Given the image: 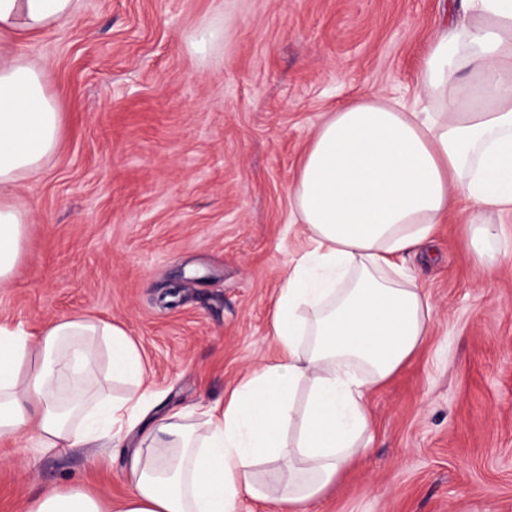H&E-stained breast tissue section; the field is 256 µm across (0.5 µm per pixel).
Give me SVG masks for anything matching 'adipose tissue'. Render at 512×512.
I'll use <instances>...</instances> for the list:
<instances>
[{
    "label": "adipose tissue",
    "mask_w": 512,
    "mask_h": 512,
    "mask_svg": "<svg viewBox=\"0 0 512 512\" xmlns=\"http://www.w3.org/2000/svg\"><path fill=\"white\" fill-rule=\"evenodd\" d=\"M75 9V0H0V287L14 275L28 224L11 192L42 174L62 128L21 38L62 27ZM459 10L419 71L435 111L365 95L319 126L289 194L311 247L289 266L275 302L279 357L205 410L199 426L184 424L181 411L150 418L161 394L123 327L87 313L35 335L0 323V443L60 453L138 439L124 451L122 499L70 484L43 490L28 512H237L245 498L305 512L360 454L369 393L434 324L407 254L432 242L461 197L476 205L462 243L475 246L481 270L507 252L486 217H512V0H460ZM110 381L126 392L112 396ZM263 462L271 468L262 478Z\"/></svg>",
    "instance_id": "adipose-tissue-1"
}]
</instances>
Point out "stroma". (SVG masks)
I'll use <instances>...</instances> for the list:
<instances>
[{
  "label": "stroma",
  "mask_w": 512,
  "mask_h": 512,
  "mask_svg": "<svg viewBox=\"0 0 512 512\" xmlns=\"http://www.w3.org/2000/svg\"><path fill=\"white\" fill-rule=\"evenodd\" d=\"M450 0H77L24 51L62 112L0 320L121 324L166 410L206 408L253 367L288 265L309 248L288 195L336 107L415 96ZM219 37L206 54L192 41ZM462 203L407 267L435 305L416 355L369 397L363 460L307 512H512V257L481 277ZM128 489L111 448L0 447V512L49 486Z\"/></svg>",
  "instance_id": "1"
}]
</instances>
